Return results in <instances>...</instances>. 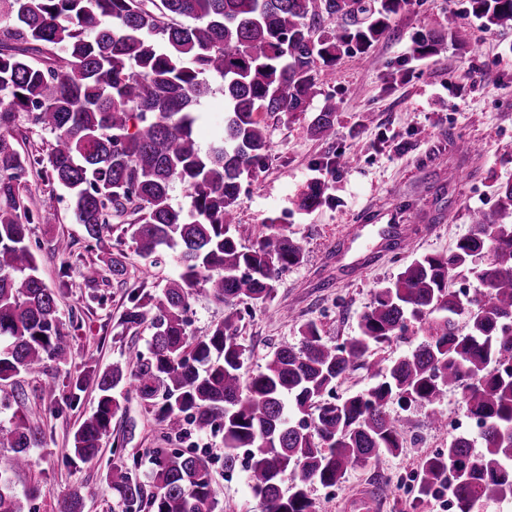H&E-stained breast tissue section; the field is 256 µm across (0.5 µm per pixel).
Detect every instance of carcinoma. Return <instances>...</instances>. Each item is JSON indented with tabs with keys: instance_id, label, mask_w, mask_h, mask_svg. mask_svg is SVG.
<instances>
[{
	"instance_id": "obj_1",
	"label": "carcinoma",
	"mask_w": 512,
	"mask_h": 512,
	"mask_svg": "<svg viewBox=\"0 0 512 512\" xmlns=\"http://www.w3.org/2000/svg\"><path fill=\"white\" fill-rule=\"evenodd\" d=\"M410 0H0V381L64 362L72 343L62 332L55 292L38 275L30 225L56 215L31 208L26 177L39 172L65 189L76 223L101 242L112 219H131L122 233L155 266L167 248L182 271L160 294L142 282L128 292L124 329L150 321L144 351L69 383L77 397L94 382L96 410L73 435V459L94 458L121 394L136 396L178 436L187 426L224 439V469L249 450L247 481L264 512H314L309 487H336L349 469L382 453L397 455L408 418L393 403L433 405L461 393L476 419L485 451L457 436L425 457L417 500L448 490L457 512H484L512 500V184L498 188L499 208L477 212L473 228L449 255L415 258L378 289L359 335L331 345L316 323L297 344L279 346L265 370L243 382L246 348L237 336V305L274 297L278 271L304 259L299 242L268 218L270 233L249 246L236 222L241 181L266 167L264 115L292 118L316 93L317 64L331 67L341 52L370 58L392 16ZM468 13L489 31L512 28V0H468ZM430 32L414 51L425 57L458 36ZM220 78L224 127L208 148L193 137L195 108ZM340 102L325 99L311 120L321 137L335 132ZM53 136L47 156L19 150L15 118ZM190 205L175 207V184ZM328 200L315 179L297 198L311 213ZM465 267L487 295L466 299L450 287ZM204 286L224 305V321L204 336L187 331L190 300ZM467 316L460 333L456 317ZM419 324L422 340L389 364L373 350ZM364 369L367 390L328 399L348 372ZM42 431L21 417L0 425V512H25L37 485L19 498L12 475L29 468ZM146 488L119 455L112 492L126 512H219L204 455L158 448ZM288 489H283V484Z\"/></svg>"
}]
</instances>
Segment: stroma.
Wrapping results in <instances>:
<instances>
[{"label": "stroma", "instance_id": "stroma-1", "mask_svg": "<svg viewBox=\"0 0 512 512\" xmlns=\"http://www.w3.org/2000/svg\"><path fill=\"white\" fill-rule=\"evenodd\" d=\"M452 12L461 16L458 40H444L432 56H417L414 39L447 28ZM329 95L343 105L334 137L325 140L314 137L309 125ZM196 110L201 116L197 142L205 148L224 125L221 80H213L211 93ZM266 123L268 165L244 181L236 202L238 221L259 236L267 218L277 217L300 242L304 260L279 271L270 304L239 306L237 334L247 347V377L263 371L281 343H298L306 322L317 323L324 341L332 344L358 335L361 317L379 288L415 256L452 252L470 232L474 211L496 209L497 187L512 182V29L485 30L467 14L466 0H410L372 48L370 61L342 54L332 80L320 81L308 113L289 120L271 115ZM448 131L480 143L481 151L461 156L454 142L445 139ZM340 153L355 155L356 163L320 175V161ZM319 176L328 186L327 204L310 214L298 211V194ZM28 180L34 206L58 214V223L32 225L30 237L39 246L38 274L57 294L72 350L66 363L45 362L40 373L20 375L0 387V396L10 403L0 411V423L8 424L17 413L44 434L42 447L32 451L33 467L13 478L16 491L43 486V495L30 504L31 512H59L64 494L74 490L85 496L84 512H124L107 478L114 453L137 461L136 473L146 481L152 472L150 452L172 448L210 458L221 512H263L246 482V460L225 471L222 436L172 438L133 396L122 401L98 457L70 463L73 434L96 407L98 391L87 385L77 401H69V381L90 364L106 369L123 362L128 349L146 348L151 336L145 324L122 330L126 290L113 279L106 259L122 254L127 281L147 280L156 291L166 279L178 277L181 268L175 252L169 251L156 268L147 269L130 240L115 232L89 245L83 226L71 217L67 191L49 189L35 172ZM400 200L411 201L413 209L399 217L394 206ZM394 221L412 234L413 250L371 252L355 237V225ZM58 237L72 242L71 253L54 251ZM90 265L99 270L93 280L85 276ZM47 379L57 385L55 397L40 392ZM439 409L448 421L442 428L432 423L429 406L410 407L400 455L383 453L350 469L339 486H313L316 512H342L345 499L362 486L381 492V512H444L438 496L413 503L412 479L421 459L447 448L456 435L452 422L465 406L460 394L451 392Z\"/></svg>", "mask_w": 512, "mask_h": 512}]
</instances>
